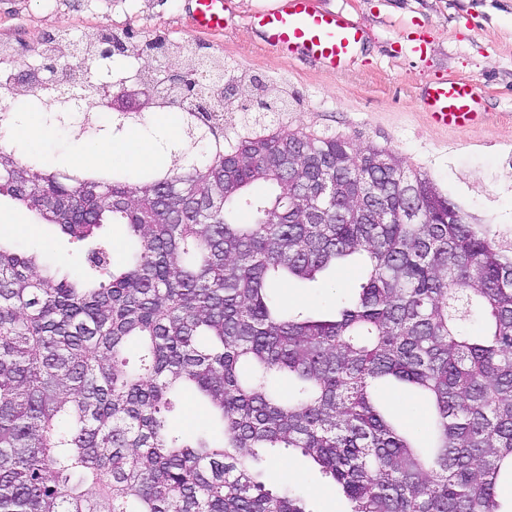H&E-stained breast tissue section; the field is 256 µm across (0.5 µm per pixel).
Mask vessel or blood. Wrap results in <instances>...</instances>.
<instances>
[{
    "label": "vessel or blood",
    "instance_id": "1",
    "mask_svg": "<svg viewBox=\"0 0 512 512\" xmlns=\"http://www.w3.org/2000/svg\"><path fill=\"white\" fill-rule=\"evenodd\" d=\"M192 21L196 28L220 33L228 25L225 0H192ZM313 0H277L275 7L254 16L253 23L265 44L291 55L300 54L311 62L340 71L362 44V31L342 13L320 12ZM424 102L430 119L439 127L465 128L473 125L480 112L475 87L465 81L440 79L432 82Z\"/></svg>",
    "mask_w": 512,
    "mask_h": 512
}]
</instances>
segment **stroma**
Returning a JSON list of instances; mask_svg holds the SVG:
<instances>
[{"label":"stroma","mask_w":512,"mask_h":512,"mask_svg":"<svg viewBox=\"0 0 512 512\" xmlns=\"http://www.w3.org/2000/svg\"><path fill=\"white\" fill-rule=\"evenodd\" d=\"M271 2L228 0V26L215 35L193 27L192 0H0V43L10 47L16 72L38 63L36 47L48 31L78 35L108 24L137 40L198 46L223 58L227 74L258 72L287 86L292 109L267 113L266 130L331 134L356 147L389 149L427 174L473 223L492 225L503 241H512V0H315L318 9L344 13L366 32L354 59L337 73L264 45L250 19ZM448 77L475 86L478 125L458 130L431 122L421 98L429 82ZM89 140L74 120L33 153L48 167L76 171L75 151ZM0 217L23 221L20 230L0 229V240L43 252L46 262L79 251L55 226L9 199L0 200ZM358 286L356 273L347 269L325 287L300 284L281 296L292 305L307 294L308 307L318 311ZM380 397L395 418L418 429L427 425L429 409L417 395L384 388ZM280 458L289 475L266 464L267 488L287 482L313 491L312 512H346L318 467L285 451Z\"/></svg>","instance_id":"obj_1"}]
</instances>
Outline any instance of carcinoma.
Wrapping results in <instances>:
<instances>
[{"mask_svg":"<svg viewBox=\"0 0 512 512\" xmlns=\"http://www.w3.org/2000/svg\"><path fill=\"white\" fill-rule=\"evenodd\" d=\"M124 38L84 32L72 65L95 70ZM170 48L183 93L215 95L224 60L203 74L192 45ZM124 84L34 85L22 110L51 125ZM265 100L288 111L283 86ZM148 109L181 112L183 140L160 145L159 168L61 172L0 140V197L91 252L60 278L0 242V512H309L310 491L259 480L280 448L316 464L347 512H501L512 254L492 228L389 150L298 131L226 151L223 101ZM257 182L273 192L249 195ZM104 224L135 241L116 269ZM353 257L356 293L320 315L274 293ZM394 383L430 402L428 445L379 399ZM185 393L209 407L190 432L175 415Z\"/></svg>","mask_w":512,"mask_h":512,"instance_id":"cac0c4a2","label":"carcinoma"}]
</instances>
